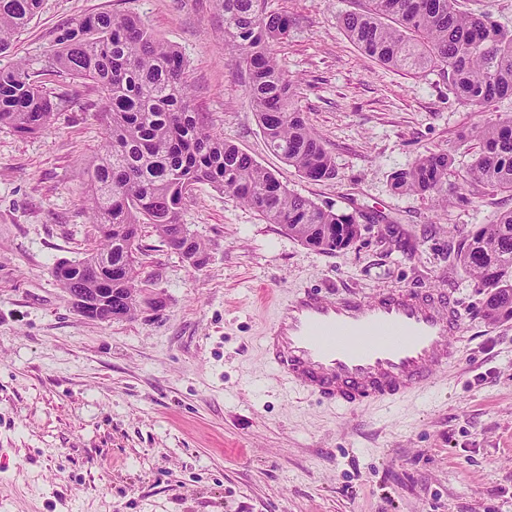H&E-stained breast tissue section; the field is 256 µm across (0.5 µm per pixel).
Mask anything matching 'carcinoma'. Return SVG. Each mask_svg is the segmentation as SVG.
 Segmentation results:
<instances>
[{"label": "carcinoma", "instance_id": "1", "mask_svg": "<svg viewBox=\"0 0 512 512\" xmlns=\"http://www.w3.org/2000/svg\"><path fill=\"white\" fill-rule=\"evenodd\" d=\"M224 15L225 53L249 73L248 98L270 150L308 180L335 176L332 156L297 106L295 82L280 70L273 47L292 21L266 10L265 0H214ZM42 0H0V54L37 15ZM338 23L365 54L384 66L420 73L438 68L454 96L480 110L512 95V30L487 14L462 12L457 0H365ZM58 69L95 84L105 112L103 153L90 166V222L104 228L83 257L57 264L55 280L69 294L112 289V319L134 317L146 281L137 254L145 224L198 268L205 245L180 223L187 197L208 183L252 207L288 236L322 252L349 247L364 215L322 206L284 187L234 144L215 135L194 111L186 63L132 14L88 15L57 37L51 57ZM47 93L27 68L0 69V124L20 134L44 131L66 103ZM466 137L481 144L473 177L512 191V117L486 122ZM452 157L429 153L393 173L398 194L439 195ZM456 260L487 291L493 319H512V210L469 235Z\"/></svg>", "mask_w": 512, "mask_h": 512}]
</instances>
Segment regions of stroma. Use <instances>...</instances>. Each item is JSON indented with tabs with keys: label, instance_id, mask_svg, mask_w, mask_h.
I'll list each match as a JSON object with an SVG mask.
<instances>
[{
	"label": "stroma",
	"instance_id": "1",
	"mask_svg": "<svg viewBox=\"0 0 512 512\" xmlns=\"http://www.w3.org/2000/svg\"><path fill=\"white\" fill-rule=\"evenodd\" d=\"M363 0H267L292 28L280 69L336 165L310 181L266 143L248 75L224 54L213 0H42L0 68L25 65L64 109L43 132L0 125V512H512V320L456 260L467 236L512 208L469 175L462 131L512 116L455 98L442 71L385 67L337 22ZM96 12L136 14L183 55L192 105L210 128L321 205L366 219L325 253L207 183L180 221L206 246L190 266L151 226L139 265L161 301L135 318L78 314L52 275L98 237L88 170L104 142L102 100L51 64L60 29ZM449 151L448 206L399 195L394 171ZM271 302L259 305L257 289ZM429 289L456 302L463 361L393 411H344L286 391L260 336L278 302L304 289L370 295Z\"/></svg>",
	"mask_w": 512,
	"mask_h": 512
}]
</instances>
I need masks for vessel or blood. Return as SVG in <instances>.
Segmentation results:
<instances>
[{
	"mask_svg": "<svg viewBox=\"0 0 512 512\" xmlns=\"http://www.w3.org/2000/svg\"><path fill=\"white\" fill-rule=\"evenodd\" d=\"M465 325L443 292L387 290L283 300L261 338L269 372L290 388L352 410L431 387L464 352Z\"/></svg>",
	"mask_w": 512,
	"mask_h": 512,
	"instance_id": "vessel-or-blood-1",
	"label": "vessel or blood"
}]
</instances>
